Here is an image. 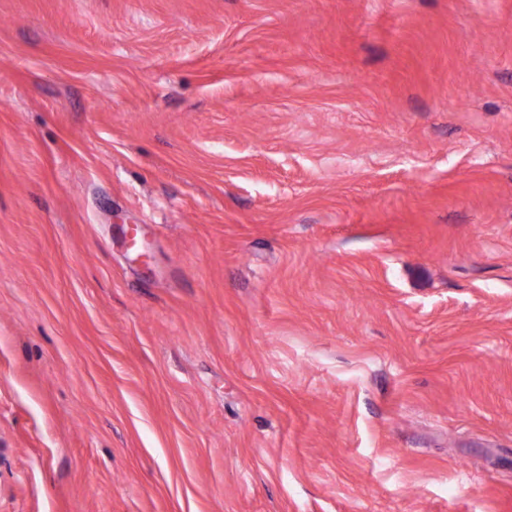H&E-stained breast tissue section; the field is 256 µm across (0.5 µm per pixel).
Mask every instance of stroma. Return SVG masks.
<instances>
[{
    "mask_svg": "<svg viewBox=\"0 0 512 512\" xmlns=\"http://www.w3.org/2000/svg\"><path fill=\"white\" fill-rule=\"evenodd\" d=\"M0 512H512V0H0Z\"/></svg>",
    "mask_w": 512,
    "mask_h": 512,
    "instance_id": "obj_1",
    "label": "stroma"
}]
</instances>
